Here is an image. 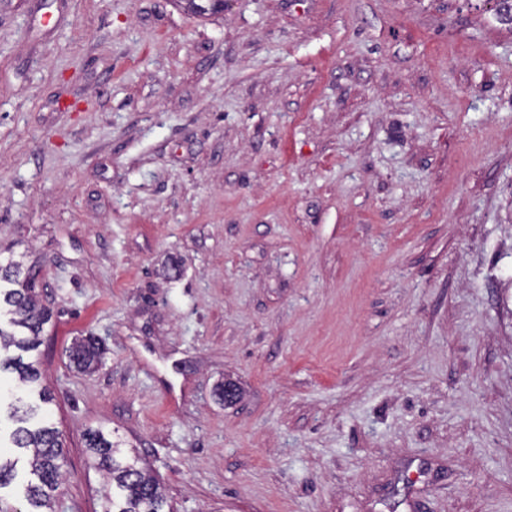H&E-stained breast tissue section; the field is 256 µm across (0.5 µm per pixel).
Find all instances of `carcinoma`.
Masks as SVG:
<instances>
[{
    "label": "carcinoma",
    "mask_w": 512,
    "mask_h": 512,
    "mask_svg": "<svg viewBox=\"0 0 512 512\" xmlns=\"http://www.w3.org/2000/svg\"><path fill=\"white\" fill-rule=\"evenodd\" d=\"M2 282L10 287H0V317L8 316V326L0 324V371L16 374L28 387V396L0 398V416L6 415L14 425L9 434L13 456H0V488L16 480L18 463L25 459L33 475L23 485L27 512H51L61 485L65 444L42 408L52 395L40 386L37 361L31 359L49 314L39 304L32 272L10 262L0 266ZM104 354L105 347L95 336L77 339L69 350L70 361L84 370L97 366ZM86 448L105 472L103 512H165L166 500L151 467L135 451L125 449L124 441H111L103 430L91 429Z\"/></svg>",
    "instance_id": "carcinoma-1"
}]
</instances>
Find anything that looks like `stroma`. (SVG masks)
Wrapping results in <instances>:
<instances>
[{"instance_id":"1","label":"stroma","mask_w":512,"mask_h":512,"mask_svg":"<svg viewBox=\"0 0 512 512\" xmlns=\"http://www.w3.org/2000/svg\"><path fill=\"white\" fill-rule=\"evenodd\" d=\"M497 8L0 4V265L51 312L54 512H102L96 428L171 512H512ZM104 354L105 347L96 336L78 338L69 350L70 361L84 370H90L97 366Z\"/></svg>"}]
</instances>
